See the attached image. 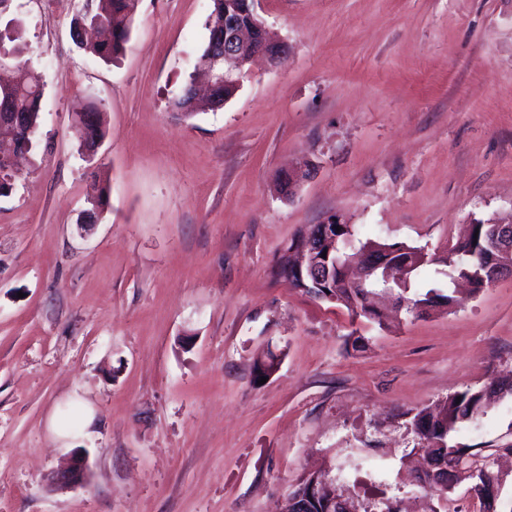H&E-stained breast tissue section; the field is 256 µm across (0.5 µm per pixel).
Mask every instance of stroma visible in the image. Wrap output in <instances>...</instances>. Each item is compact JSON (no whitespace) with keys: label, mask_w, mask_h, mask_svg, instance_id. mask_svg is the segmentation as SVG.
<instances>
[{"label":"stroma","mask_w":512,"mask_h":512,"mask_svg":"<svg viewBox=\"0 0 512 512\" xmlns=\"http://www.w3.org/2000/svg\"><path fill=\"white\" fill-rule=\"evenodd\" d=\"M97 0H11L44 84L34 148L0 196V512H280L333 468L424 512L404 415L512 373V277L444 313L378 325L277 268L331 215L360 239L446 257L476 219L512 216V0H258L288 63L258 62L224 106L171 103L208 39L212 0H138L126 52L78 48ZM101 113L95 164L72 114ZM306 176L293 197L276 184ZM109 205L79 234L94 177ZM363 336L365 350L351 339ZM279 357L266 383L254 364ZM91 426L53 440L52 413ZM453 440L512 444V396ZM85 450L83 483L49 477Z\"/></svg>","instance_id":"35a3bbf8"}]
</instances>
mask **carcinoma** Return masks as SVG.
<instances>
[{"instance_id": "obj_1", "label": "carcinoma", "mask_w": 512, "mask_h": 512, "mask_svg": "<svg viewBox=\"0 0 512 512\" xmlns=\"http://www.w3.org/2000/svg\"><path fill=\"white\" fill-rule=\"evenodd\" d=\"M212 3L213 10L208 21V43L197 57L198 67L204 66L210 56L211 40L224 35V0H212ZM135 10L136 0H98L97 8L90 16L74 22L73 38L94 57L106 62L112 61L125 52L131 39ZM42 97L41 78L25 63L17 65L16 76L11 84L0 85V101L9 100L12 111L24 115V124L15 125L13 129L0 133V191L5 194L11 190L13 174L6 167L4 158L22 145H32V137L39 125ZM74 119L83 130L87 129L88 120H93V138L100 140L104 137L100 113L95 106L88 105L75 112ZM107 201L106 181L94 182L92 193L88 196L91 209L86 211L83 220L95 223ZM485 232L486 226L477 219L472 233L448 248V256L441 260L447 267L448 282L451 283L457 278L467 279L477 290L484 285V266L492 262L491 255L485 250ZM370 244V240L355 242L354 230L349 227L338 240L331 259L336 261V268L343 271L354 251L362 250ZM386 247L389 248L390 261L411 264L407 276L394 277L388 281L379 270L367 278L361 288L339 289L336 304L345 307L354 317H363L377 323L381 322L380 314L369 311L367 305L371 303L373 296L380 293L398 292V299L405 302V310L409 314L420 304L438 309H448L457 304L452 293L441 288H430L424 294L408 296L412 280L426 266L434 263V260L424 263L416 260L417 248L404 243H388ZM458 397L461 398L459 402L456 401ZM488 397L489 393L484 388H468L448 396L432 408L420 409L410 416L409 426L417 439V446L427 451L432 460L446 462L451 456L466 457L468 474L460 476L446 471L421 486L425 496L442 503L445 509L448 508V493L461 479L466 478L474 483L500 480L498 472L494 470L493 454H486L480 448L461 447L449 442L451 433L485 412Z\"/></svg>"}]
</instances>
